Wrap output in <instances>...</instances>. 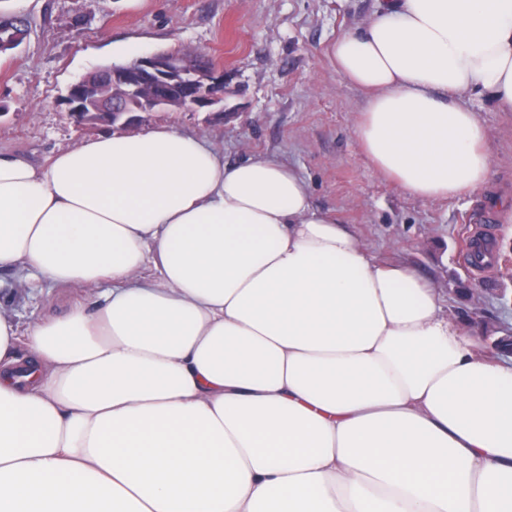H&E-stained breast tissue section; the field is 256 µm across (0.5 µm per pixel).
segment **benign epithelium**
I'll return each instance as SVG.
<instances>
[{
	"instance_id": "1",
	"label": "benign epithelium",
	"mask_w": 512,
	"mask_h": 512,
	"mask_svg": "<svg viewBox=\"0 0 512 512\" xmlns=\"http://www.w3.org/2000/svg\"><path fill=\"white\" fill-rule=\"evenodd\" d=\"M68 111L84 126L135 127L158 110L207 109L224 115V72L195 55L154 52L112 69V79L86 75L68 87Z\"/></svg>"
}]
</instances>
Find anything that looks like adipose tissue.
<instances>
[{"label":"adipose tissue","instance_id":"adipose-tissue-1","mask_svg":"<svg viewBox=\"0 0 512 512\" xmlns=\"http://www.w3.org/2000/svg\"><path fill=\"white\" fill-rule=\"evenodd\" d=\"M329 54L388 181L486 183L512 0H376ZM31 268L100 305H0V512H512V361L281 160L172 127L0 152V270Z\"/></svg>","mask_w":512,"mask_h":512}]
</instances>
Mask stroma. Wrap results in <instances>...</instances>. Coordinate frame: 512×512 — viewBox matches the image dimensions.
<instances>
[{
	"instance_id": "35a3bbf8",
	"label": "stroma",
	"mask_w": 512,
	"mask_h": 512,
	"mask_svg": "<svg viewBox=\"0 0 512 512\" xmlns=\"http://www.w3.org/2000/svg\"><path fill=\"white\" fill-rule=\"evenodd\" d=\"M374 0H28L27 39L0 53V150L41 164L58 151L111 135L108 126L71 122L68 86L133 57L187 49L224 72V119L206 112L158 111L140 131L170 125L214 143L233 164L275 156L305 178L324 213L347 224L380 260L416 268L441 290L451 318L473 334L512 329V223L489 216L493 197H512V114L487 100L473 107L491 133L484 188L440 201L416 199L389 183L363 153L355 125L362 92L345 85L328 54L336 37ZM489 223L484 238L495 261L474 270L464 248L467 227ZM81 286H49L41 277L0 275V302L19 322L57 314Z\"/></svg>"
}]
</instances>
